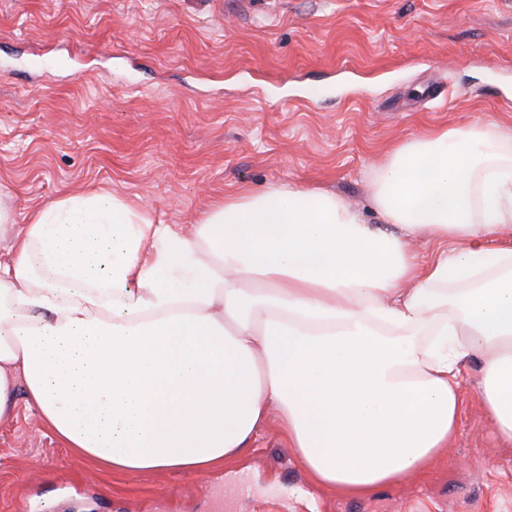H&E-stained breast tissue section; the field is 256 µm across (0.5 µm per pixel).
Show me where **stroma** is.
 Instances as JSON below:
<instances>
[{"mask_svg": "<svg viewBox=\"0 0 512 512\" xmlns=\"http://www.w3.org/2000/svg\"><path fill=\"white\" fill-rule=\"evenodd\" d=\"M512 132V0H0V206L95 188L164 224L230 194L320 188L380 224L371 178L425 129ZM462 371L424 479L320 491L276 425L203 475L109 476L25 401L0 423V512H512V446Z\"/></svg>", "mask_w": 512, "mask_h": 512, "instance_id": "35a3bbf8", "label": "stroma"}]
</instances>
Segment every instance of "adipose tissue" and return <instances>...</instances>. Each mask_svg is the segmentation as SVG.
Returning <instances> with one entry per match:
<instances>
[{
	"mask_svg": "<svg viewBox=\"0 0 512 512\" xmlns=\"http://www.w3.org/2000/svg\"><path fill=\"white\" fill-rule=\"evenodd\" d=\"M373 183L379 228L305 188L226 196L188 228L98 189L42 208L0 263V422L25 389L123 476L206 473L273 420L317 484L366 495L440 458L476 357L512 444V136L425 132Z\"/></svg>",
	"mask_w": 512,
	"mask_h": 512,
	"instance_id": "obj_1",
	"label": "adipose tissue"
}]
</instances>
